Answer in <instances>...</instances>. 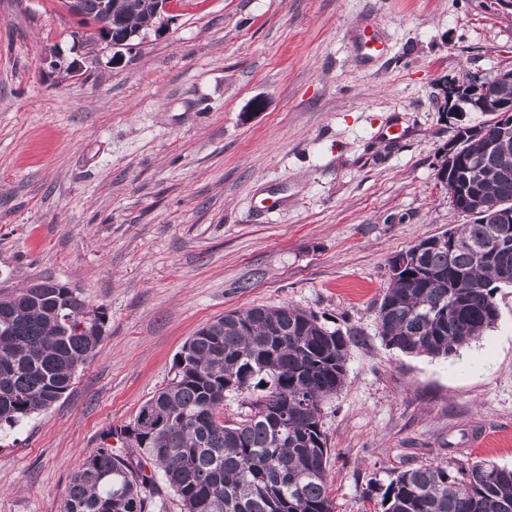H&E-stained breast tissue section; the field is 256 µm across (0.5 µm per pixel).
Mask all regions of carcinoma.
<instances>
[{
    "label": "carcinoma",
    "instance_id": "cac0c4a2",
    "mask_svg": "<svg viewBox=\"0 0 512 512\" xmlns=\"http://www.w3.org/2000/svg\"><path fill=\"white\" fill-rule=\"evenodd\" d=\"M146 0H122L119 19L102 16L101 0H80V24L120 42L152 23ZM454 141L476 174L448 171L460 199L471 193L512 205V115L457 130ZM490 245L494 258L474 247ZM389 262V284L376 311L387 345L406 354L448 357L495 324L494 291L512 285V223L476 216L460 230L419 240ZM99 332L79 329L87 309ZM107 314L67 284L43 277L36 288L0 296V428L54 405L78 367L100 344ZM350 334L288 304L231 311L182 345L171 382L133 422L103 435L73 473L61 512H149L143 490L156 474L181 512H334L327 485L331 448L322 405L345 383ZM238 393L248 412L224 416V395ZM123 437L128 452L108 439ZM154 472L146 473V464ZM373 512H512V468L479 460L457 474L420 465L368 490Z\"/></svg>",
    "mask_w": 512,
    "mask_h": 512
}]
</instances>
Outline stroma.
<instances>
[{"instance_id": "1", "label": "stroma", "mask_w": 512, "mask_h": 512, "mask_svg": "<svg viewBox=\"0 0 512 512\" xmlns=\"http://www.w3.org/2000/svg\"><path fill=\"white\" fill-rule=\"evenodd\" d=\"M63 0H0V282L50 277L108 314L54 405L0 430V512H60L72 474L231 310L288 304L357 342L323 406L335 512L372 481L512 466V286L446 358L389 348V262L462 224L436 178L444 82L512 70L499 0H171L113 65ZM379 51L364 54L368 38ZM61 58L79 64L69 73Z\"/></svg>"}]
</instances>
